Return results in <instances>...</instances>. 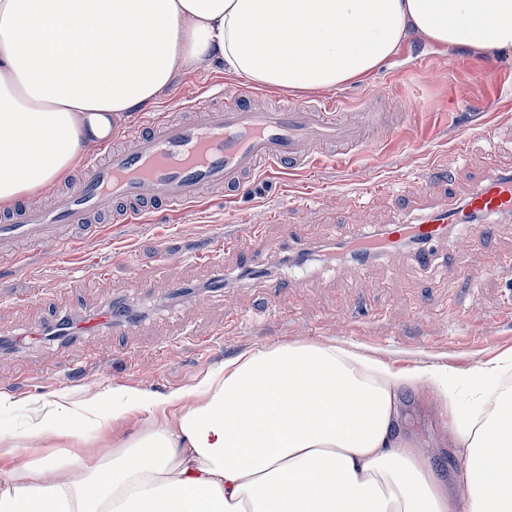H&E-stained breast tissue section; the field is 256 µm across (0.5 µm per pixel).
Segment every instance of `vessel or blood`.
Wrapping results in <instances>:
<instances>
[{"label": "vessel or blood", "mask_w": 512, "mask_h": 512, "mask_svg": "<svg viewBox=\"0 0 512 512\" xmlns=\"http://www.w3.org/2000/svg\"><path fill=\"white\" fill-rule=\"evenodd\" d=\"M362 140L351 114L312 100L256 105L245 91L224 93L218 105L187 103L185 112L160 114L134 131L114 136L66 186L54 187L48 205L26 204L0 224V260L19 262L18 244L63 251L66 228L98 232L100 216L117 224L140 223L158 210L185 217L211 196L233 199L253 188L260 175L310 174L325 151L351 159ZM512 214V173L490 175L462 211L427 207L413 223L388 226L380 245L391 247L414 236L433 244L451 225L470 224L473 215ZM460 240L474 248L483 227L470 224Z\"/></svg>", "instance_id": "b4317fda"}]
</instances>
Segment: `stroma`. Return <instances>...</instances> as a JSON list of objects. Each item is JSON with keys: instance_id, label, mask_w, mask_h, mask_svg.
<instances>
[{"instance_id": "1", "label": "stroma", "mask_w": 512, "mask_h": 512, "mask_svg": "<svg viewBox=\"0 0 512 512\" xmlns=\"http://www.w3.org/2000/svg\"><path fill=\"white\" fill-rule=\"evenodd\" d=\"M496 67L494 83L485 72ZM246 86L223 67L177 66L153 108L170 109L178 96L194 97L213 83ZM270 101L330 102L341 112H382L393 126L350 163L324 158L312 175L264 180L257 194L231 203L213 202L182 222L148 217L143 224L104 219L99 236L74 229L54 261L21 246L20 264L0 270V398L17 412L0 415V427L21 429L20 408L67 391L81 397L98 388H134L165 397L194 388L225 362L280 344H346L381 361L392 373L454 370L512 354V320L502 317L512 284V219L494 218L488 236L468 251L456 238L435 244L429 263L406 246L362 262L333 253L335 238L413 221L417 210L398 203L432 168L448 172L435 183V202L465 203L490 174L512 170V56L479 49L444 48L409 36L396 54L367 77L332 89L302 92L262 88ZM389 193L349 202L351 192L376 182ZM311 207L302 210L300 199ZM281 211L276 224L245 238L250 262L233 254L214 264L184 261L225 225L258 219L262 210ZM276 252H268L267 242ZM108 264L106 280L92 279ZM90 282L65 291L72 276ZM112 305L125 306L129 330L102 327L72 338L49 337L41 329L55 321H82ZM172 336L184 344L163 361L155 347ZM213 338L209 358L192 339ZM102 366L72 378L69 370L88 355ZM452 412L437 403L431 385L404 391L399 409L403 441L430 456L436 471H460L461 449L451 447ZM154 418L127 416L105 429H86L77 451L105 455Z\"/></svg>"}]
</instances>
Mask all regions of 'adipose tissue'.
<instances>
[{"label": "adipose tissue", "instance_id": "ef3b65f1", "mask_svg": "<svg viewBox=\"0 0 512 512\" xmlns=\"http://www.w3.org/2000/svg\"><path fill=\"white\" fill-rule=\"evenodd\" d=\"M512 53V0H0V209L37 195L169 85L219 65L269 88H331L408 35ZM512 355L460 374H393L346 345L225 362L187 393L68 392L0 431V512H450L427 457L396 434L398 392L454 408L470 512H512ZM249 398H242V389ZM165 422L89 458L59 447L128 415Z\"/></svg>", "mask_w": 512, "mask_h": 512}]
</instances>
